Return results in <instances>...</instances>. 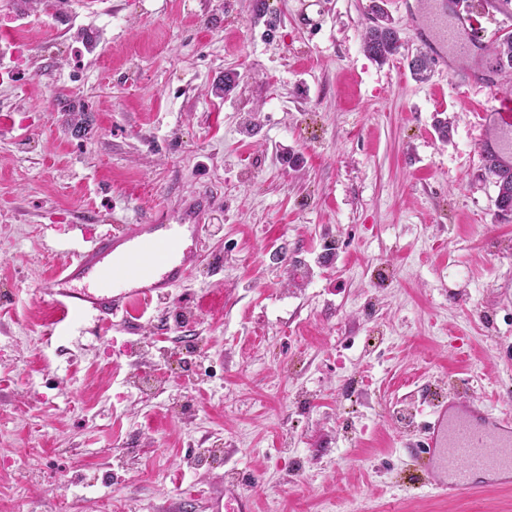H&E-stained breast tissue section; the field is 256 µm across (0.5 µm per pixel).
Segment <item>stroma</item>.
Masks as SVG:
<instances>
[{
    "label": "stroma",
    "mask_w": 512,
    "mask_h": 512,
    "mask_svg": "<svg viewBox=\"0 0 512 512\" xmlns=\"http://www.w3.org/2000/svg\"><path fill=\"white\" fill-rule=\"evenodd\" d=\"M255 3L0 0V512H212L227 478L258 512H512V485L412 487L408 457L434 392L512 410V221L481 162L512 70L435 39L412 75L432 0H384L383 65L372 0H267L271 30ZM200 192L207 256L137 331L56 322L45 242ZM402 41L397 29L387 24L370 26L363 35V49L374 61L384 64L400 54Z\"/></svg>",
    "instance_id": "35a3bbf8"
}]
</instances>
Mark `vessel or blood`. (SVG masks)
I'll list each match as a JSON object with an SVG mask.
<instances>
[{"label":"vessel or blood","mask_w":512,"mask_h":512,"mask_svg":"<svg viewBox=\"0 0 512 512\" xmlns=\"http://www.w3.org/2000/svg\"><path fill=\"white\" fill-rule=\"evenodd\" d=\"M500 134L512 133V98L502 97L492 114ZM209 195L197 194L178 217L154 213L144 224L103 235H88L81 246L61 251L53 274L37 291L61 317L90 319L99 331L112 327L117 315L167 295L202 262L205 253L201 216ZM422 439L410 450L418 481L438 489H474L479 478L496 485L512 483V417L462 406L457 399L434 402L422 426ZM213 512H256L251 496L228 481L215 496Z\"/></svg>","instance_id":"b4317fda"}]
</instances>
